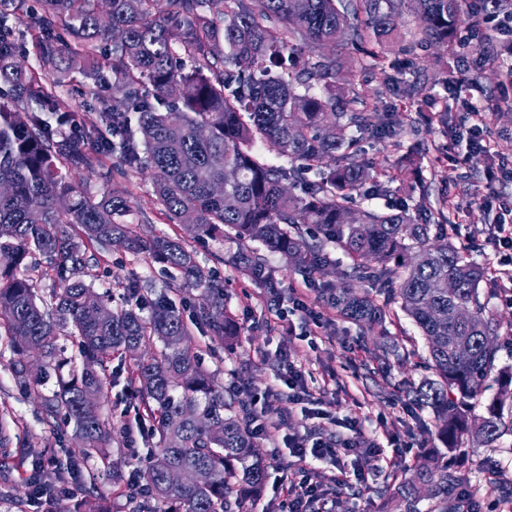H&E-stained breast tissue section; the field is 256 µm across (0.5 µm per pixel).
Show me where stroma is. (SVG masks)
I'll return each instance as SVG.
<instances>
[{
  "instance_id": "1",
  "label": "stroma",
  "mask_w": 512,
  "mask_h": 512,
  "mask_svg": "<svg viewBox=\"0 0 512 512\" xmlns=\"http://www.w3.org/2000/svg\"><path fill=\"white\" fill-rule=\"evenodd\" d=\"M512 60V35L492 30L490 37H472L469 27H462L453 53H441L439 48H420L411 53L393 52L390 61L401 72L400 78L418 87L414 98H406L396 87L388 85L383 70L367 66L353 71L346 82L356 93L375 95L382 112L409 110L413 123H402L399 135L367 140L362 160L375 167H389L402 156L412 153L418 168L407 175L401 188L391 189L374 201L384 209L401 203L435 205L439 199H451L450 211L453 241L466 249L470 257L493 270L499 257L493 244L494 228L501 214L502 200L512 199V180L490 181L486 168L505 164L512 167V111L498 109L502 94L496 71L480 64L481 57ZM467 72L474 87L480 91L470 98L468 90L451 91L450 86L460 72ZM68 103L86 125L97 121L96 100L106 95V86H88L83 74L71 71L67 84ZM489 110H496V126L490 134L489 154L477 163L465 162L466 131L470 125L469 100ZM448 107V124H427V115L440 105ZM456 179H449V172ZM130 205L128 220L137 224L146 236L166 234L183 238L188 249L196 252L201 265L215 268L224 281V304L236 315L242 331L230 344L209 343L201 333L190 338L192 347L201 348L203 365L214 375L218 384L234 388L243 402L264 394L276 386L279 364L276 350L287 345L291 360L310 371L308 386L316 392L318 410L293 407L287 422L271 417L261 441V449L271 457L266 484L258 503L263 512H279L278 482L281 475L299 478L300 466L289 457L284 446L286 435L309 437L323 426L317 411L344 419L358 418L365 436L383 448L384 454L376 471L369 476L367 489L357 491L345 486H333L336 470L322 465L319 475L324 484L332 485L335 512H377L387 488L397 485L404 469L417 464L426 449L437 446L435 420L430 409L415 406L406 393L407 384L432 379L426 368L424 340L414 323L399 316L390 325L391 340L407 348L405 357L380 359L383 340L365 327L330 315L321 327L306 328L299 317L283 321L268 314L260 289L241 278L232 268L215 265L212 246L186 236L182 227L169 223L161 206L152 196L150 173L133 175L120 182ZM102 269L108 270L114 299H121L122 285L128 277L146 280L153 294L168 289V280L160 265L144 257H136L116 247L106 254ZM482 299L487 309L503 328L499 335L498 363L512 365V337L506 328L512 327V307L500 296L493 280L482 285ZM15 359L7 340H0V423L26 442L24 453L0 455V512H44L38 500H30L25 509L15 505V495L24 491L34 465L55 457L69 462L64 474L48 472V480L64 477L71 488V499L81 504L84 512H130L126 482L139 466L140 457L156 442L137 427L133 413L128 412L129 395L120 360L111 368L117 378L104 391L100 408L114 427V456L122 466L114 468L97 458H82L75 452L74 428L59 425L49 429L42 421L39 394L52 392L53 383L41 386L39 392L21 388L12 368ZM467 484L478 493L479 512H512V502L506 497L487 491L485 481L500 476L512 481V437H504L498 447H477L460 467Z\"/></svg>"
}]
</instances>
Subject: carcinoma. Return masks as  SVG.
<instances>
[{
	"instance_id": "carcinoma-1",
	"label": "carcinoma",
	"mask_w": 512,
	"mask_h": 512,
	"mask_svg": "<svg viewBox=\"0 0 512 512\" xmlns=\"http://www.w3.org/2000/svg\"><path fill=\"white\" fill-rule=\"evenodd\" d=\"M104 2L105 23L99 0H9L0 9V330L16 352L20 384L30 390L56 379L57 390L40 396L43 423L73 424L79 455L110 459L112 425L98 399L112 384L109 363L127 358L135 417L157 438L141 461L149 481L132 512H251L269 468L236 392L215 382L189 344L194 328L211 341L239 335L224 281L180 240L141 236L125 221L122 193L97 198L70 180L110 156L105 179L151 172L168 220L218 243L215 261L256 287L278 288L268 260L277 253L339 316L381 336L400 312L413 321L436 379L407 393L432 411L441 446L422 456L381 512H421L424 500L428 512H449L461 486L451 457L512 436V403H481L488 377L509 386L512 367L497 366L499 323L480 300L485 268L448 238V199L427 216L403 205L353 208L358 197L388 192L413 158L387 169L357 160L360 141L386 130L378 112L353 108L365 100L349 97L339 80L367 62L383 66L388 51L452 50L472 21L465 0ZM408 16L417 30L406 44ZM15 20L30 35L39 73L18 59ZM64 64L95 83L112 78L98 124L87 127L69 110ZM260 145L289 165L269 162ZM116 241L172 272L168 292L149 299L133 278L114 306L87 282ZM332 249L350 260L347 277L385 292L383 303L322 281ZM33 252L52 280L43 294L27 264ZM185 283L204 296L189 323L177 305ZM62 334L78 356H65ZM156 340L160 357L141 355ZM30 353L42 360L35 375ZM179 469H202L208 479L183 484ZM50 492L54 512H68L64 494L34 474V495Z\"/></svg>"
}]
</instances>
